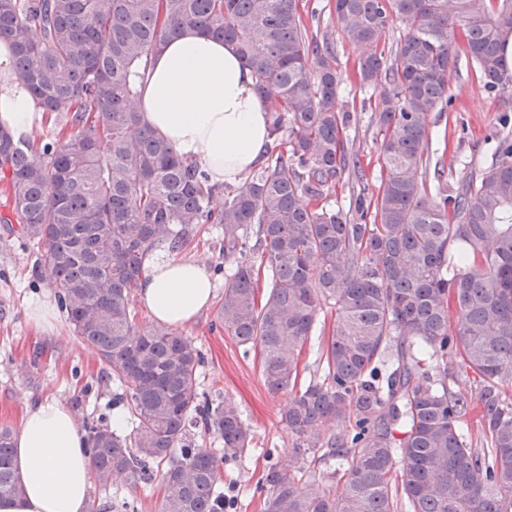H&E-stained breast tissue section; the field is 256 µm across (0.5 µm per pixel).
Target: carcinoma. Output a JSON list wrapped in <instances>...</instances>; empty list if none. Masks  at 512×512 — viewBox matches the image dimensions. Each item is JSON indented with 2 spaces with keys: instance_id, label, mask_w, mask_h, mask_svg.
I'll return each instance as SVG.
<instances>
[{
  "instance_id": "1",
  "label": "carcinoma",
  "mask_w": 512,
  "mask_h": 512,
  "mask_svg": "<svg viewBox=\"0 0 512 512\" xmlns=\"http://www.w3.org/2000/svg\"><path fill=\"white\" fill-rule=\"evenodd\" d=\"M357 45L402 34L386 59L359 64L376 90L380 186L368 192L343 129L340 74L308 36L298 0H0V37L47 113L51 138L0 132L10 216L36 245L29 276L55 289L75 335L99 361L112 421L85 422L89 465L120 489L158 491L157 512H224V462L253 440L237 405L201 398L204 356L190 338L139 323L133 299L150 252L221 234L217 321L259 354L269 394L304 468L267 463L262 512H512V135L457 188L429 182L430 117L450 103L461 31L489 91L512 100L503 33L512 0H335ZM183 26L237 44L270 101L276 153L235 188L209 181L140 120L132 100L150 54ZM349 206L323 203L336 178ZM463 314L448 329L450 306ZM332 325H318L323 310ZM482 378L475 448L460 428L472 399L425 364L448 351ZM315 357L311 371L307 356ZM201 427L224 453L191 437ZM24 487L13 432L0 428V500Z\"/></svg>"
}]
</instances>
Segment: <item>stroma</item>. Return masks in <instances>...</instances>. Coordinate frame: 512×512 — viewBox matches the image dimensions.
Returning <instances> with one entry per match:
<instances>
[{
    "label": "stroma",
    "mask_w": 512,
    "mask_h": 512,
    "mask_svg": "<svg viewBox=\"0 0 512 512\" xmlns=\"http://www.w3.org/2000/svg\"><path fill=\"white\" fill-rule=\"evenodd\" d=\"M299 12L308 34L329 38L335 65L341 75L340 102L351 115L344 131L357 153L370 193L380 186L376 128L370 104L373 88L364 86L358 74L362 49L345 41L334 17V0H299ZM451 104L431 115L429 153L444 166L443 180L456 185L471 169L486 166L491 138L499 129L504 104L489 92L470 57L459 53L449 77ZM33 248L18 234L0 227V427L19 430L26 411L54 401L72 407L76 420L112 415V387L91 392L86 403L73 407L75 378L97 375V359L84 350L65 315L56 313L52 325L35 326L30 307L35 300H53L46 283H30L27 268ZM216 306H209L183 327L206 356L198 381L202 396L233 400L252 428L253 440L242 457L224 466V485L243 490L241 512H258L264 452L279 462H301L295 439L280 421L287 395H270L258 374L256 356L244 355L242 346L224 329L215 327Z\"/></svg>",
    "instance_id": "obj_1"
}]
</instances>
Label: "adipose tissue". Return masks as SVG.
<instances>
[{"mask_svg": "<svg viewBox=\"0 0 512 512\" xmlns=\"http://www.w3.org/2000/svg\"><path fill=\"white\" fill-rule=\"evenodd\" d=\"M235 43L183 28L151 55L134 107L142 122L181 155L205 169L211 182L237 186L273 147L269 102ZM45 119L18 78L12 45L0 39V130L31 139ZM139 297L156 324L191 323L210 304L214 282L205 267L150 254ZM86 437L64 405L28 411L15 443L25 493L0 502V512H88L90 471Z\"/></svg>", "mask_w": 512, "mask_h": 512, "instance_id": "adipose-tissue-1", "label": "adipose tissue"}]
</instances>
